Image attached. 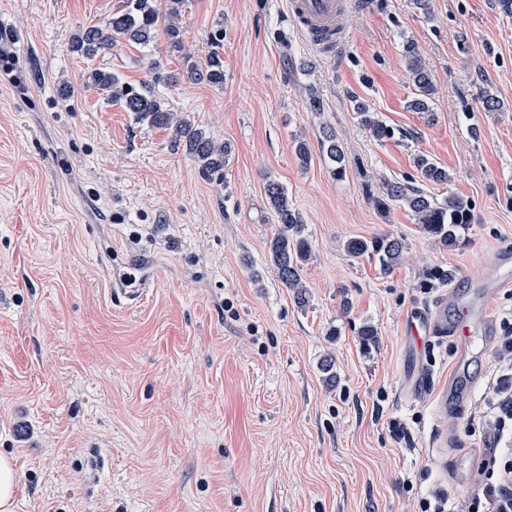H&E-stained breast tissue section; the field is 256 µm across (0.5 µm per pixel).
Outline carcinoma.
Masks as SVG:
<instances>
[{
	"label": "carcinoma",
	"instance_id": "1",
	"mask_svg": "<svg viewBox=\"0 0 512 512\" xmlns=\"http://www.w3.org/2000/svg\"><path fill=\"white\" fill-rule=\"evenodd\" d=\"M184 0H126L125 8L115 14L104 28L89 27L82 29L71 42L70 49L86 58L95 57L101 50L112 47L118 38L136 44L149 43L158 31H163L171 51L184 53L185 44L177 23ZM222 44L215 39L211 50L203 57L185 56L186 78L193 82L206 81L219 85L224 83V60L221 55ZM408 71L412 77L415 92L409 107L415 112H430L431 96L434 87L428 71L422 63L418 48L413 43L404 47ZM87 80L109 92V98L121 103L125 111L133 113L139 122L172 129L174 143L183 146L202 170L216 173L224 169L230 147L214 140L206 130L188 118L176 119L166 102L156 90L164 83H175L176 75L156 73L153 80L136 88L122 83L109 72L98 69L86 74ZM359 122L376 139L389 136L387 126L369 107L358 102L354 105ZM322 151L334 163V175L343 176L344 152L336 133L330 129L322 130ZM415 166L423 182L434 185L448 183V171L438 166L424 155L416 157ZM265 195L275 211L278 228L272 236L269 246L270 258L278 270L282 284L293 290L298 303L306 302L301 276V261L308 255L307 242L302 236V221L299 213L292 208L284 186L269 179L264 186ZM377 208L387 212L396 204L408 207L418 223L438 236L446 246L457 243L458 227L471 223V205L464 198L450 194L439 202L423 191L400 181L386 182L383 192L375 200ZM347 252L353 257L365 254L377 257L383 271H390L401 257L403 246L400 240L389 236L376 237L370 241L354 238L346 244Z\"/></svg>",
	"mask_w": 512,
	"mask_h": 512
}]
</instances>
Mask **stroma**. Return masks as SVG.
<instances>
[{"label": "stroma", "instance_id": "stroma-1", "mask_svg": "<svg viewBox=\"0 0 512 512\" xmlns=\"http://www.w3.org/2000/svg\"><path fill=\"white\" fill-rule=\"evenodd\" d=\"M432 3L428 17L412 0H358L329 58L287 0H185L187 50L223 39L213 85L182 79L161 34L71 52L124 0H0L12 53L0 68V453L18 469L16 512H415L434 493H476L492 462L512 461V438L475 419L495 351L461 368L453 396L452 339L413 352L401 337L407 311L512 251V17L497 0ZM409 41L436 88L428 114L408 107ZM156 63L180 77L157 87L168 108L230 144L222 171L203 174L170 129L83 79L101 68L138 85ZM482 88L501 110L482 108ZM358 101L391 137L360 125ZM421 153L448 184L423 185ZM270 179L303 220V305L269 257ZM395 180L470 201L455 246L404 206L377 210ZM384 235L403 243L390 272L346 251ZM129 275L148 279L143 294L120 293ZM323 139L321 142L322 152L326 154V156L334 163H336V168L333 173L337 177H342L345 169L343 160H344V152L339 140L336 137V133L330 128H323Z\"/></svg>", "mask_w": 512, "mask_h": 512}]
</instances>
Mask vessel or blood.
Wrapping results in <instances>:
<instances>
[{
  "instance_id": "b4317fda",
  "label": "vessel or blood",
  "mask_w": 512,
  "mask_h": 512,
  "mask_svg": "<svg viewBox=\"0 0 512 512\" xmlns=\"http://www.w3.org/2000/svg\"><path fill=\"white\" fill-rule=\"evenodd\" d=\"M356 0H288V13L298 32L326 56L342 44V26ZM471 290L449 289L447 299L434 309L411 310L404 319L403 336L417 348H428L442 334L457 341V365H464L475 344H490L495 333L493 301L499 291L512 287V254L497 253L480 275L470 277Z\"/></svg>"
}]
</instances>
